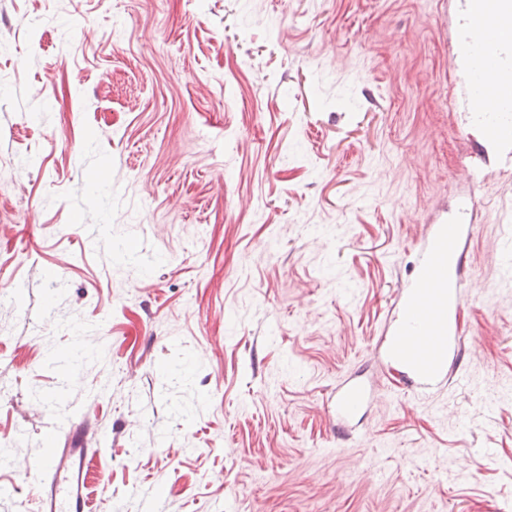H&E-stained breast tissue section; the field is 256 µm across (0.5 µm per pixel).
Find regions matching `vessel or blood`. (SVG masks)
Wrapping results in <instances>:
<instances>
[{
  "label": "vessel or blood",
  "instance_id": "obj_1",
  "mask_svg": "<svg viewBox=\"0 0 512 512\" xmlns=\"http://www.w3.org/2000/svg\"><path fill=\"white\" fill-rule=\"evenodd\" d=\"M512 0H502L496 9H488L486 0H470L466 34L467 52L480 71L493 75V82L480 85L472 95L474 111L483 112L490 132L501 139L512 138V82L501 75L512 67ZM475 225H438L421 245L418 263L420 276L399 296L401 317H414L417 325L406 333L388 338L387 354L406 370L413 394L421 397L445 390L462 380L460 371L449 369V361L458 359L463 338L458 313L466 298L463 276L464 256L456 254L452 264L441 259L443 245H458L462 234H474ZM369 393L353 379L336 387V419L350 420L363 407ZM83 425H75L68 442L49 436L50 454L24 469L26 477L37 484L34 512H92L89 491L96 467L93 449L82 442Z\"/></svg>",
  "mask_w": 512,
  "mask_h": 512
}]
</instances>
